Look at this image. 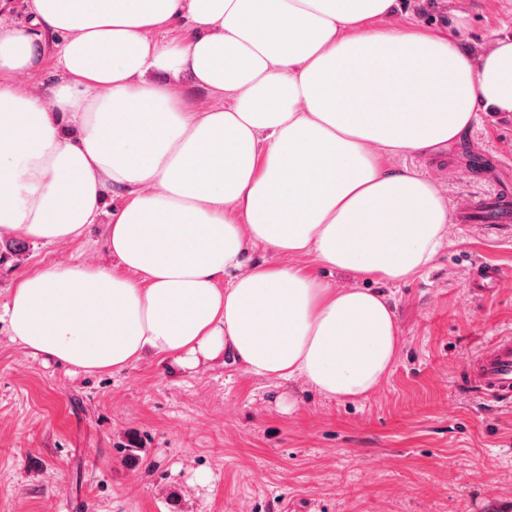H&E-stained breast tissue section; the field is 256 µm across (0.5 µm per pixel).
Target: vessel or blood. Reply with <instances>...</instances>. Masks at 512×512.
<instances>
[{"mask_svg":"<svg viewBox=\"0 0 512 512\" xmlns=\"http://www.w3.org/2000/svg\"><path fill=\"white\" fill-rule=\"evenodd\" d=\"M468 376L485 398L512 402V336L495 337L479 350L469 361Z\"/></svg>","mask_w":512,"mask_h":512,"instance_id":"vessel-or-blood-1","label":"vessel or blood"}]
</instances>
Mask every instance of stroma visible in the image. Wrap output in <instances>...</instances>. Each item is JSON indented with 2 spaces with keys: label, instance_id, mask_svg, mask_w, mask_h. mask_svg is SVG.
I'll use <instances>...</instances> for the list:
<instances>
[{
  "label": "stroma",
  "instance_id": "obj_1",
  "mask_svg": "<svg viewBox=\"0 0 512 512\" xmlns=\"http://www.w3.org/2000/svg\"><path fill=\"white\" fill-rule=\"evenodd\" d=\"M377 26L458 38L472 56L512 36V0H400ZM385 165L430 177L451 208L446 246L390 294L401 351L359 402L327 400L211 363L148 357L84 373L14 342L0 320V512H512V403L466 385L470 358L512 334V224L488 230L468 201L512 206V115ZM108 216L55 245L0 238V303L25 275L108 267ZM496 288L468 285L475 263Z\"/></svg>",
  "mask_w": 512,
  "mask_h": 512
}]
</instances>
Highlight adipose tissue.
<instances>
[{
	"label": "adipose tissue",
	"mask_w": 512,
	"mask_h": 512,
	"mask_svg": "<svg viewBox=\"0 0 512 512\" xmlns=\"http://www.w3.org/2000/svg\"><path fill=\"white\" fill-rule=\"evenodd\" d=\"M395 7L30 0L28 25L0 20V237L53 245L106 213L112 256L23 278L0 306L13 340L85 373L228 359L371 396L401 346L385 289L430 266L451 221L431 181L383 158L512 114V38L475 62L457 39L372 26ZM178 21L193 36L162 39ZM50 34L61 77L25 89L14 77L41 67ZM183 80L219 105L192 107ZM258 248L354 283L247 265Z\"/></svg>",
	"instance_id": "ef3b65f1"
}]
</instances>
